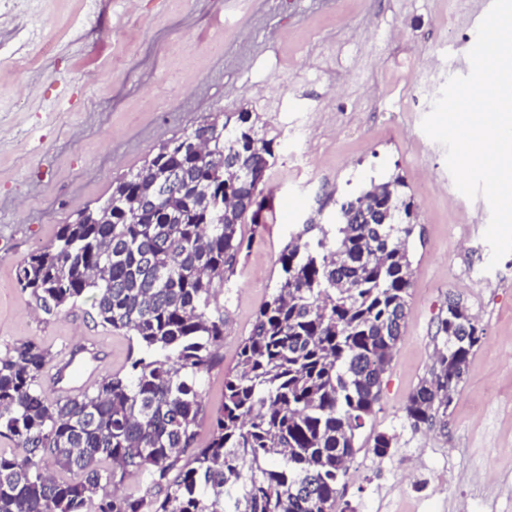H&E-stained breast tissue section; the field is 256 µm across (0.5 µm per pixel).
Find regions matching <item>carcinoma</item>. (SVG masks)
I'll list each match as a JSON object with an SVG mask.
<instances>
[{
    "label": "carcinoma",
    "mask_w": 512,
    "mask_h": 512,
    "mask_svg": "<svg viewBox=\"0 0 512 512\" xmlns=\"http://www.w3.org/2000/svg\"><path fill=\"white\" fill-rule=\"evenodd\" d=\"M274 163L259 116L203 118L20 263L17 285L46 318L89 294L95 319L137 352L94 392L56 400L38 382L52 359L42 343L0 353V437L17 448L0 454V512H336L404 326L415 206L393 176L288 242L201 444L206 380L222 362L218 297ZM437 334L405 404L415 429L444 423L483 330L450 298ZM392 441L376 433L373 453ZM129 477L138 490L118 493Z\"/></svg>",
    "instance_id": "obj_1"
}]
</instances>
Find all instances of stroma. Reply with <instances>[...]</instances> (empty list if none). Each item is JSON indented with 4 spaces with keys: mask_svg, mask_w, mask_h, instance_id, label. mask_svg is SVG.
Returning a JSON list of instances; mask_svg holds the SVG:
<instances>
[{
    "mask_svg": "<svg viewBox=\"0 0 512 512\" xmlns=\"http://www.w3.org/2000/svg\"><path fill=\"white\" fill-rule=\"evenodd\" d=\"M473 0H0V351L34 338L54 356L94 341L122 370L128 336L90 300L47 320L18 288L17 266L112 182L208 116L243 109L275 139L269 201L223 295L224 361L206 384L223 402L278 258L304 224L401 176L420 235L401 338L381 399L340 484L348 512H512V254L489 267L484 197L455 187L442 145L421 129L448 78L471 70ZM484 330L445 427L414 430L406 400L432 365L449 299ZM393 437L382 458L378 432Z\"/></svg>",
    "mask_w": 512,
    "mask_h": 512,
    "instance_id": "obj_1",
    "label": "stroma"
}]
</instances>
